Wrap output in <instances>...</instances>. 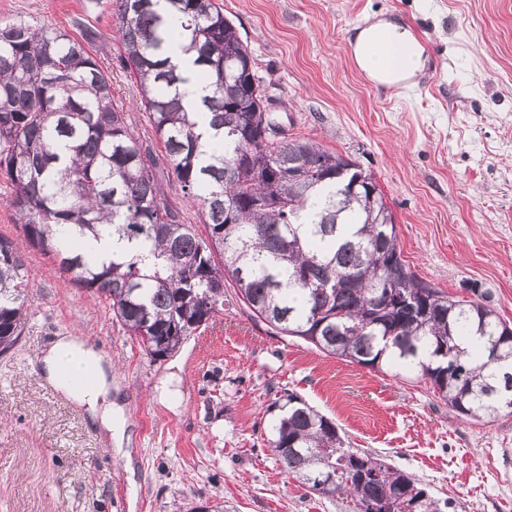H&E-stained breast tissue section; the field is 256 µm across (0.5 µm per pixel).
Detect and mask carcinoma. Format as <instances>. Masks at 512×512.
I'll use <instances>...</instances> for the list:
<instances>
[{
	"mask_svg": "<svg viewBox=\"0 0 512 512\" xmlns=\"http://www.w3.org/2000/svg\"><path fill=\"white\" fill-rule=\"evenodd\" d=\"M124 69L139 83L164 158L201 206L206 236L161 198L156 160L112 98L79 36L0 24V175L27 244L59 260L80 287L105 296L112 318L152 359L224 309V284L253 317L350 363L414 368L461 417L512 413V339L485 295L456 299L419 279L401 257L394 215L372 172L350 156L279 131L265 140L267 87L247 43L214 0H115ZM209 83L202 99L215 141L204 150L200 112L183 105L185 72L170 61L172 32ZM301 167L309 179L288 171ZM109 237V262L82 243ZM155 261L150 269L142 254ZM24 262L0 237V355L24 331ZM272 451L310 490L346 496L354 512H443L405 472L345 447L332 419L294 394L278 406ZM334 474L330 490L316 477Z\"/></svg>",
	"mask_w": 512,
	"mask_h": 512,
	"instance_id": "1",
	"label": "carcinoma"
}]
</instances>
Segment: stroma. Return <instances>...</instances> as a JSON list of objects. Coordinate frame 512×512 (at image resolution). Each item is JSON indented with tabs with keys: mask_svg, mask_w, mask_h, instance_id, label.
I'll use <instances>...</instances> for the list:
<instances>
[{
	"mask_svg": "<svg viewBox=\"0 0 512 512\" xmlns=\"http://www.w3.org/2000/svg\"><path fill=\"white\" fill-rule=\"evenodd\" d=\"M283 101L287 135L356 158L394 214L403 257L448 295L486 291L512 324V0H217ZM112 0H0V23L76 33L95 27L112 95L149 144L165 203L202 228L119 61ZM405 25L425 63L388 90L354 65L353 29ZM0 176V236L22 244L31 285L24 334L0 356V512H352L289 477L270 447L269 407L295 393L333 419L352 448L386 458L463 512H512V414L456 418L416 373L373 370L317 351L251 317L223 314L154 360L104 298L24 244ZM78 335L114 368L112 401L131 440L111 453L89 414L52 393L40 362Z\"/></svg>",
	"mask_w": 512,
	"mask_h": 512,
	"instance_id": "obj_1",
	"label": "stroma"
}]
</instances>
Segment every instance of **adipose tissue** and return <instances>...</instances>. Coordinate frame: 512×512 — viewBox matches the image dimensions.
I'll return each mask as SVG.
<instances>
[{
	"label": "adipose tissue",
	"mask_w": 512,
	"mask_h": 512,
	"mask_svg": "<svg viewBox=\"0 0 512 512\" xmlns=\"http://www.w3.org/2000/svg\"><path fill=\"white\" fill-rule=\"evenodd\" d=\"M354 56L366 74L388 88H398L424 65V50L410 31L383 19L360 29L354 36ZM43 367L51 381L68 399L84 407L115 446L124 442V425L112 409V368L77 336L59 337L43 354ZM92 371V389L73 388L59 380L60 366Z\"/></svg>",
	"instance_id": "1"
}]
</instances>
